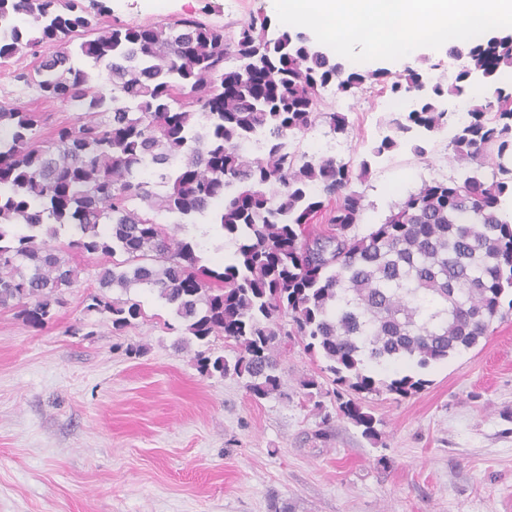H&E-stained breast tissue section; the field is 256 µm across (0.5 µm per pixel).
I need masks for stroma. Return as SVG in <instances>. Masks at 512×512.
Here are the masks:
<instances>
[{
	"mask_svg": "<svg viewBox=\"0 0 512 512\" xmlns=\"http://www.w3.org/2000/svg\"><path fill=\"white\" fill-rule=\"evenodd\" d=\"M247 3L268 10L266 0ZM111 8L130 24L193 15L232 26L247 12L236 0ZM34 64L24 55L0 72V99L50 113L54 125L74 120L14 80ZM324 109L345 114L335 154L355 166L394 115L361 96L326 98ZM468 167L442 134L425 156L389 155L353 183L365 196L359 232L422 181ZM189 236L212 268L235 250L216 225H190ZM103 262L74 255L77 278L43 329L0 309V512H512V313L475 347L425 369L428 384L414 397H368L381 433L374 444L335 415L333 400L319 410L300 391L306 374L331 385L302 344L281 358L283 397L257 402L241 380L199 374L198 342L156 292L111 289L145 312L113 331L109 313L86 309Z\"/></svg>",
	"mask_w": 512,
	"mask_h": 512,
	"instance_id": "stroma-1",
	"label": "stroma"
}]
</instances>
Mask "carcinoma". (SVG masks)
<instances>
[{"mask_svg":"<svg viewBox=\"0 0 512 512\" xmlns=\"http://www.w3.org/2000/svg\"><path fill=\"white\" fill-rule=\"evenodd\" d=\"M270 28L262 13L228 31L192 16L130 25L112 18L106 0H0V63L28 51L37 65L16 78L77 113L45 136L38 110L0 100V309L43 328L78 275L66 255L100 253L112 265L100 267L102 292L87 309L111 314L113 330L144 311L106 290L145 285L197 341H234V360L201 351L197 370L244 380L255 401L281 394L280 355L296 336L326 362L336 414L376 444L378 420L364 399L402 400L428 384L378 369H426L476 346L512 311V89L498 85L512 68V33L449 49L466 65L445 90L410 66L398 75L348 68L306 33ZM473 71L492 93L470 105L448 146L459 161L495 153L491 178L476 168L425 181L384 222L355 233L365 204L351 183L368 161L356 175L332 156L289 150L291 137L318 123L346 132L344 114L323 111L322 90L415 93L372 154L410 143L423 156L428 137L451 125L443 97L465 95ZM254 134L262 150L242 152ZM135 199L146 209L130 207ZM318 212L327 228L315 232ZM210 213L236 245L218 269L178 236ZM66 225L75 231L67 246L44 241Z\"/></svg>","mask_w":512,"mask_h":512,"instance_id":"carcinoma-1","label":"carcinoma"}]
</instances>
